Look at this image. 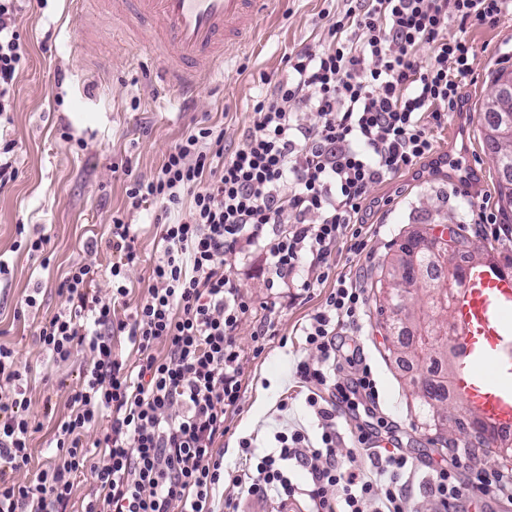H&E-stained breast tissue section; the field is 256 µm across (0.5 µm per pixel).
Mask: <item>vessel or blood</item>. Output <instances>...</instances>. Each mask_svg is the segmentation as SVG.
Returning a JSON list of instances; mask_svg holds the SVG:
<instances>
[{
  "mask_svg": "<svg viewBox=\"0 0 512 512\" xmlns=\"http://www.w3.org/2000/svg\"><path fill=\"white\" fill-rule=\"evenodd\" d=\"M277 0H112V18L142 26L160 64L158 77L185 95L195 93L230 49L252 40L260 15ZM455 183L472 192L475 169L448 157ZM455 338L462 374L459 394L468 411L512 432V275L491 263L467 264Z\"/></svg>",
  "mask_w": 512,
  "mask_h": 512,
  "instance_id": "obj_1",
  "label": "vessel or blood"
}]
</instances>
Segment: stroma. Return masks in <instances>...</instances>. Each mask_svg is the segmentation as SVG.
<instances>
[{"instance_id":"stroma-1","label":"stroma","mask_w":512,"mask_h":512,"mask_svg":"<svg viewBox=\"0 0 512 512\" xmlns=\"http://www.w3.org/2000/svg\"><path fill=\"white\" fill-rule=\"evenodd\" d=\"M323 7V0H281L262 21L257 37L232 53L223 72L189 97L159 83L143 29L115 28L101 19L86 30L70 0H22L18 23L29 60L16 80L12 121L0 128V138L16 144L18 169L17 180L0 189V260L10 270L0 278V341L16 346L22 362L37 376L30 411L40 417L42 428L31 440V470L42 468L53 453L55 422L44 416V405L52 404L56 416L63 415L64 385L76 381L84 365L80 357L65 365L52 364L34 345L33 328L60 308L58 283L70 266L85 261L83 242L106 233L113 216L126 209L129 181L150 177L188 128L197 124L222 128L226 147H234L249 122L250 103L263 88L261 75L283 74L286 54L317 44ZM448 34L466 38L473 47L471 72L461 85L463 107L434 129L430 157L371 189L359 214L366 242L361 253H353L350 238L341 237L330 258L333 277L297 298L282 283L272 282L258 254L224 257V272L235 280L250 311L236 335L241 399L225 413L224 434L215 443L230 475L214 492L215 507H222L225 498L239 497L250 512H279L277 502L248 500L246 485L233 484V476L249 467L239 442L249 438L254 446H270L271 429L284 401L297 419L311 424L309 387L296 377L295 363L313 357L303 328L341 279L366 291L367 305L358 324L343 325L341 332L363 348L376 381V413L397 427L400 451L423 472L457 458L462 478L476 471L512 477V466L501 463L499 456L470 447L474 427L458 392H450L445 402L452 415L454 446H445L439 430L424 424L410 383L431 379L433 363L443 362L444 356L432 350L417 360H401L395 350L398 335L386 331L385 318L378 311L376 282L392 254L406 241L432 238L443 226L469 241L468 250L453 256V265L464 266L477 254L512 272V239L493 236L483 225L466 219L472 203L492 213L498 223L506 221L499 195L501 178L485 145L480 107L491 90L493 73L512 69V14L477 28L454 25ZM451 151L468 153L479 174L471 195L459 192L454 172L444 162ZM154 220L146 212L132 218L141 227L136 245L139 262L129 272L132 306L144 297L161 251ZM20 224L37 227L48 236V266L15 249ZM32 293L38 304L29 308L24 301ZM264 322L269 331L259 345L254 334ZM322 396L326 407L336 411L339 437L333 456L370 468L345 405L331 391H323Z\"/></svg>"}]
</instances>
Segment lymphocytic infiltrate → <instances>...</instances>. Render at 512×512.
Here are the masks:
<instances>
[{
    "label": "lymphocytic infiltrate",
    "mask_w": 512,
    "mask_h": 512,
    "mask_svg": "<svg viewBox=\"0 0 512 512\" xmlns=\"http://www.w3.org/2000/svg\"><path fill=\"white\" fill-rule=\"evenodd\" d=\"M322 9L318 49L288 54L286 77H264L240 144L224 149V132L195 126L165 154L149 178L126 187L129 213L150 208L162 217L163 251L147 294L120 315L138 260L135 224L114 216L106 237L90 238L88 254L112 255L108 276L95 263L76 264L64 279V305L41 320L34 339L53 363L88 353L68 391L67 412L54 429L51 462L29 472L30 441L40 425L28 414L32 371L0 344V512H69L74 484L92 482L82 512H213L212 491L224 478L214 448L226 411L241 396L236 331L248 302L224 272L225 254L259 249L286 287L310 290L328 280L329 259L343 229L371 188L429 157V126L462 107L460 85L472 48L449 36L451 25L496 23L512 0H342ZM17 0H0V116L15 107V81L28 47L17 24ZM427 43L428 59L415 47ZM315 115L312 124L300 113ZM309 270L301 278V270ZM365 304L356 286L339 283L304 329L316 361H298L296 375L317 388L335 387L358 431L374 447L376 384L360 349L341 355L343 323ZM126 337L139 359L127 366L115 352ZM344 358L352 377L334 385ZM315 410L321 447L306 428L274 435V450L248 472V493L281 508L308 495L311 512H417L409 493V458L389 453L368 473L336 462V413ZM311 480L302 490L291 467ZM428 489L442 512H470L486 486L512 500V482L478 478L464 484L456 466L433 467Z\"/></svg>",
    "instance_id": "obj_1"
}]
</instances>
